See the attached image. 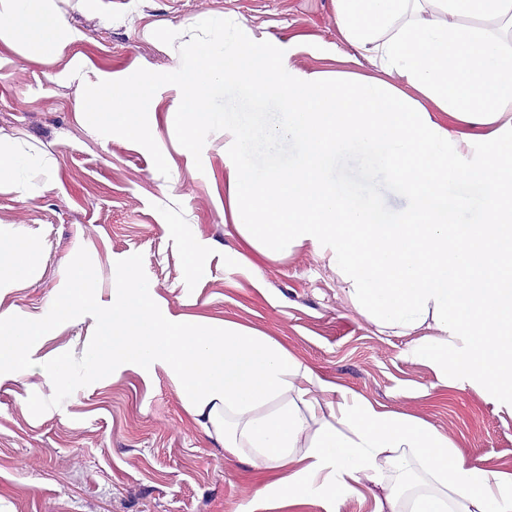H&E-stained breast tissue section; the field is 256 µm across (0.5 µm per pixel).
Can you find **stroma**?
<instances>
[{"label": "stroma", "mask_w": 512, "mask_h": 512, "mask_svg": "<svg viewBox=\"0 0 512 512\" xmlns=\"http://www.w3.org/2000/svg\"><path fill=\"white\" fill-rule=\"evenodd\" d=\"M52 8L80 41L35 50L0 40V145L38 160L20 185L0 183V264L18 268L0 283V311L35 328L57 303L54 331L35 355L68 359L77 377L64 393L37 368L0 382V512H239L249 502L254 512H325L314 501L260 499L274 472L226 454L163 368L118 361L85 374L89 347L113 348L101 316L112 307L115 271L131 257L172 315L267 336L314 381L412 415L468 461L512 475V414L410 357L418 335L378 332L311 246L291 241L269 257L251 245L229 199L232 135L220 125L187 132L175 110L181 63L200 49L213 16L267 66L379 79L341 35L335 0H54ZM80 62L143 74L154 99L142 118L148 136H132L120 120L111 138L97 137L92 100L65 79ZM215 104L251 124V164L297 162L298 144L274 135L288 122L279 96L253 98L228 82ZM328 174L385 215L410 206L375 157L342 151ZM196 255L204 274L192 270ZM76 267L90 289L67 276Z\"/></svg>", "instance_id": "1"}]
</instances>
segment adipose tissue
Masks as SVG:
<instances>
[{
    "mask_svg": "<svg viewBox=\"0 0 512 512\" xmlns=\"http://www.w3.org/2000/svg\"><path fill=\"white\" fill-rule=\"evenodd\" d=\"M336 24L396 84L268 67L215 17L204 54L182 73L183 124L223 125L245 152L251 132L215 111V91L232 79L250 96L278 93L302 160L257 171L233 159L228 189L241 234L271 256L287 240L310 243L379 332L429 328L411 356L512 413V293L503 290L512 284V122L503 121L512 115V0H336ZM20 33L42 46L82 38L55 20L50 0H0V38ZM68 77L98 101L100 137L111 136L116 113L146 135L141 118L154 102L139 73L77 65ZM406 85L417 97L403 93ZM427 99L476 133L435 121ZM348 145L386 160L410 210L387 219L337 197L325 170ZM463 181L464 197L454 191ZM136 268L132 258L117 270L103 322L132 365L162 367L185 391L186 410L207 420L225 452L281 471L264 498L318 500L339 512L363 487L374 512H512V476L466 461L419 419L313 383L269 337L172 316ZM58 313L48 305L35 334L0 332V381L31 362L37 335L52 332Z\"/></svg>",
    "mask_w": 512,
    "mask_h": 512,
    "instance_id": "obj_1",
    "label": "adipose tissue"
}]
</instances>
